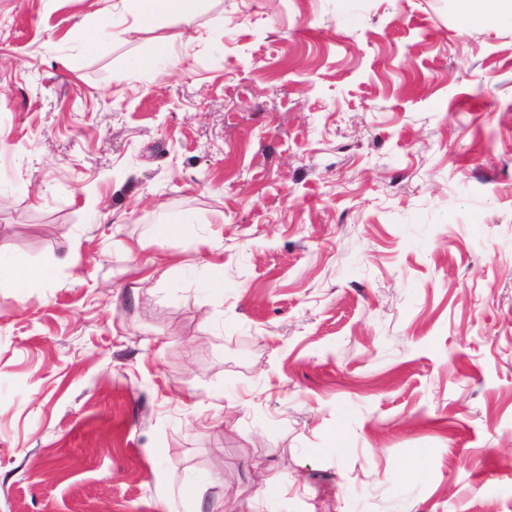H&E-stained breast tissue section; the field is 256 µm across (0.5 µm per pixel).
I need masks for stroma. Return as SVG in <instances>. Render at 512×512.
I'll return each instance as SVG.
<instances>
[{"mask_svg":"<svg viewBox=\"0 0 512 512\" xmlns=\"http://www.w3.org/2000/svg\"><path fill=\"white\" fill-rule=\"evenodd\" d=\"M98 7L0 0V512H512V16ZM105 4L95 15L94 25L98 32L106 36L108 40L121 39L122 36L150 24L159 19H174L181 17L187 13L194 12L201 0H139L130 2L122 0L121 2H129L134 4V8L130 10L133 18L129 26L120 28L114 22V12L116 4H112V0H102Z\"/></svg>","mask_w":512,"mask_h":512,"instance_id":"1","label":"stroma"}]
</instances>
